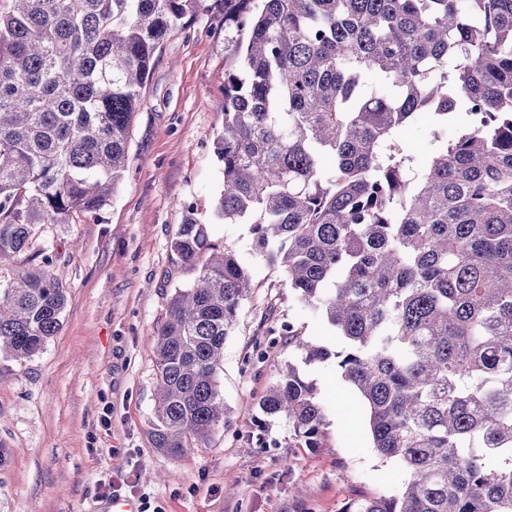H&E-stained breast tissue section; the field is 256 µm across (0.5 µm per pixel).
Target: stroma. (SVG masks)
Wrapping results in <instances>:
<instances>
[{
	"instance_id": "1",
	"label": "stroma",
	"mask_w": 512,
	"mask_h": 512,
	"mask_svg": "<svg viewBox=\"0 0 512 512\" xmlns=\"http://www.w3.org/2000/svg\"><path fill=\"white\" fill-rule=\"evenodd\" d=\"M246 34L223 9L186 16L157 52L131 132L126 171L99 217L44 224L37 246L57 256L63 323L45 349L18 362L0 356V512H89L102 479L128 476L127 499L147 512H343L356 500L396 493L405 475L373 448L368 413L335 363L303 367L328 422L304 448L287 419L267 420L270 447L245 451L262 417L258 403L285 363L277 344L260 368L244 364L267 327L292 322L318 344L333 331L299 302L280 268L253 244L250 225L215 217L223 170L214 140L224 126V69ZM462 118L435 127L421 117L406 133L424 159L433 136L453 139ZM234 252L254 288L224 344L221 392L233 426L178 458L153 447V336L176 289L195 274L170 250L185 206Z\"/></svg>"
}]
</instances>
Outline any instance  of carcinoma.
<instances>
[{
  "label": "carcinoma",
  "instance_id": "cac0c4a2",
  "mask_svg": "<svg viewBox=\"0 0 512 512\" xmlns=\"http://www.w3.org/2000/svg\"><path fill=\"white\" fill-rule=\"evenodd\" d=\"M0 15V350L40 352L61 326L40 224L98 216L122 179L156 52L205 0H13ZM246 31L224 71L217 216L249 224L331 345L267 330L308 364L334 361L369 412L372 447L406 474L344 512H512V0H222ZM436 136L403 142L424 114ZM197 271L153 336V447L202 445L230 412L224 342L251 295L235 253L186 207L171 240ZM319 447L327 412L290 363L259 403ZM463 124L460 116L448 121L447 127H435L427 115H423L406 133L405 142L408 150L418 160H423L429 151L433 134L437 133L442 138L451 140L455 137L459 127Z\"/></svg>",
  "mask_w": 512,
  "mask_h": 512
}]
</instances>
